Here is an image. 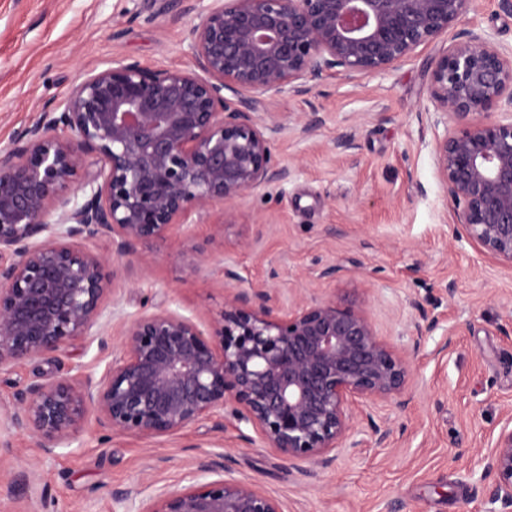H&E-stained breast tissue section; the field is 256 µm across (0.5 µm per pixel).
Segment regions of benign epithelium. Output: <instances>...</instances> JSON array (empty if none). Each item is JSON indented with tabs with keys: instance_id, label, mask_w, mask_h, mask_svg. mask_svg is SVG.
<instances>
[{
	"instance_id": "1",
	"label": "benign epithelium",
	"mask_w": 512,
	"mask_h": 512,
	"mask_svg": "<svg viewBox=\"0 0 512 512\" xmlns=\"http://www.w3.org/2000/svg\"><path fill=\"white\" fill-rule=\"evenodd\" d=\"M470 0H194L196 69L114 61L87 71L57 106L0 150V371L49 360L104 330L115 281L147 264L137 247L228 201L288 178L273 160L285 126L269 93L302 95L338 72L379 73L448 30ZM230 91L234 98L225 96ZM437 176L459 237L512 265V53L465 31L431 69ZM106 237L107 260L85 242ZM412 344L397 349L361 311L333 299L280 308L268 288L240 289L206 329L169 307L128 317L120 356L95 381L65 374L14 395L10 425L52 454L89 416L109 431L174 434L224 409L248 443L288 466L327 468L338 448L385 445L367 409H402L412 357L436 325L412 302ZM250 428L254 435L242 432ZM491 501L512 512V429L481 459ZM226 473L220 480L207 476ZM202 459L189 485L137 512H282L255 482Z\"/></svg>"
}]
</instances>
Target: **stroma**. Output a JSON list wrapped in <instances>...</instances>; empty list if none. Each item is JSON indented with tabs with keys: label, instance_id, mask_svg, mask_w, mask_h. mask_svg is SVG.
<instances>
[{
	"label": "stroma",
	"instance_id": "1",
	"mask_svg": "<svg viewBox=\"0 0 512 512\" xmlns=\"http://www.w3.org/2000/svg\"><path fill=\"white\" fill-rule=\"evenodd\" d=\"M160 4L0 0V148L93 67L118 59L193 68L194 14L163 13ZM465 31L492 34L512 51V13L500 0H472L447 32L386 72L354 81L330 76L303 96L267 95L268 111L287 126L273 146L290 171L287 182L227 204L223 236L203 223L140 245L149 266L117 290L124 311L168 305L206 325L230 288L266 282L284 306L297 297L332 298L362 311L399 348L410 343L411 301L427 307L443 294L438 327L415 360L411 404L376 408L391 429L387 446L337 450L329 468L303 475L271 449L243 442L231 426L107 437L90 417L67 447L45 455L9 425L15 393L77 366L101 376L121 349L125 325L116 320L108 348L90 336L65 345L56 359L0 373V512H119L114 492L148 496L181 487L206 455L226 456L235 477L257 482L283 512H386L392 502L400 512H500L477 461L512 422V266L458 239L425 115L431 63ZM306 112L323 119L312 136L302 131ZM345 136L352 149L339 148ZM202 253L211 261L200 267ZM331 265L335 278L323 277ZM228 266L239 281L225 279Z\"/></svg>",
	"mask_w": 512,
	"mask_h": 512
}]
</instances>
